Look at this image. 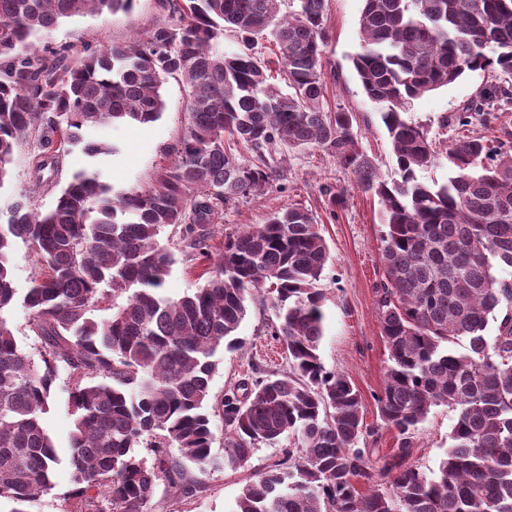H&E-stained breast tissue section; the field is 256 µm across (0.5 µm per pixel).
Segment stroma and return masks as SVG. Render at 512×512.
Wrapping results in <instances>:
<instances>
[{"instance_id":"obj_1","label":"stroma","mask_w":512,"mask_h":512,"mask_svg":"<svg viewBox=\"0 0 512 512\" xmlns=\"http://www.w3.org/2000/svg\"><path fill=\"white\" fill-rule=\"evenodd\" d=\"M364 0H328L325 23L328 45L323 55L325 69L335 70L338 78L329 83L322 100L327 112L344 109L353 112L362 136L359 145L372 157L383 178L395 176V158L379 112L368 100L352 66L351 58L360 49L359 19ZM160 0H135L131 12L105 13L75 17L62 22L51 33L40 35V43L60 49L70 45L95 47L107 42H124L136 35H146L164 19ZM493 77L487 71L466 72L456 82L414 99L406 116L422 125L437 151H444L448 141L459 135H474L493 140L500 126L512 128V102H492L483 113L468 116L467 125L457 117L475 102L479 91ZM165 110L159 120L146 125L117 124L107 130L85 128V142L105 140L117 146L114 154L87 155L74 147L65 157L55 183L47 189H34L32 157L34 141H24L15 151L11 177L0 187V224L6 223L9 209L22 196H29L37 208H51L73 172L101 168L105 181L118 188L148 187L171 160L187 122V99L182 82L168 78L162 88ZM279 178L261 194L231 202L224 207V217L213 225L216 242L226 234L247 226L265 223L270 213L287 207L309 210L322 228L330 259L321 286L325 293L324 336L319 354L326 368L344 372L362 395L367 424L377 427L380 454H387L396 442L393 429L381 426L377 416L376 394L384 384L387 349L383 341L377 301L382 279L381 241L377 198L363 193L353 183L329 152L307 148L287 153L277 163ZM177 228L167 227L161 241L175 253L163 292L178 298L201 287L200 267L186 259ZM13 285L17 298L8 313L18 346L37 355L38 343L29 327V311L22 298L36 277L38 258L29 245L16 242L10 257ZM274 311L261 303L249 304L239 335L245 345L239 350L220 349L218 365L210 381L212 401H220L237 382L251 379L253 366L270 372H283L288 361L280 342L268 334ZM456 413L447 406L432 408L414 438L412 463L424 470L436 469L449 445V433ZM74 417L68 402V377L59 371L53 385L50 411L44 424L55 441L60 462L55 467L51 490L28 504V512H95V503L75 497V484L69 466V439ZM287 441L257 444L244 467L236 471L221 467L201 470L190 468L193 493L185 494L158 482L151 502V512H232L235 501L253 474L280 460Z\"/></svg>"}]
</instances>
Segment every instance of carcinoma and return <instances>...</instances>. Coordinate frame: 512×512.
Segmentation results:
<instances>
[{
	"instance_id": "carcinoma-1",
	"label": "carcinoma",
	"mask_w": 512,
	"mask_h": 512,
	"mask_svg": "<svg viewBox=\"0 0 512 512\" xmlns=\"http://www.w3.org/2000/svg\"><path fill=\"white\" fill-rule=\"evenodd\" d=\"M133 2L0 0V186L29 138L41 185L83 128L157 121L169 77L182 79L189 114L156 184L116 189L97 170L78 172L53 207L21 198L0 225V500L27 512L52 487L59 457L44 417L63 367L75 415L74 493L97 501L96 512H150L158 481L190 493L189 466L237 470L257 443L284 436L293 446L242 489L233 512H512V278L495 274L512 269V131L500 129L498 147L480 136L450 140L448 178L428 183L420 172L442 158L405 117L411 100L467 70L512 77V0H365L352 62L380 108L397 166L391 181L360 149L354 113L321 108L327 81H336L323 66L327 0H297L282 17L280 0H163L168 19L144 38L76 59L34 43L67 19L128 12ZM228 32L243 50H224ZM267 34L286 93L272 82V61L251 52ZM227 141L253 160L226 150ZM282 146L330 152L381 205L378 311L388 358L375 401L397 432L383 462L369 446L376 428L360 393L319 355L329 252L313 215L276 211L222 244L207 231L224 205L271 185L277 169L267 156ZM168 226L181 228L203 265L204 284L177 299L161 293L175 264L160 240ZM17 239L40 261L23 297L42 344L38 362L19 349L6 317ZM109 297L112 315L96 318ZM255 299L276 311L270 335L286 348L289 370L256 366L224 394L219 462L207 412L214 357L243 347L238 329ZM440 405L457 418L428 473L408 458ZM145 440L150 466L133 455Z\"/></svg>"
}]
</instances>
